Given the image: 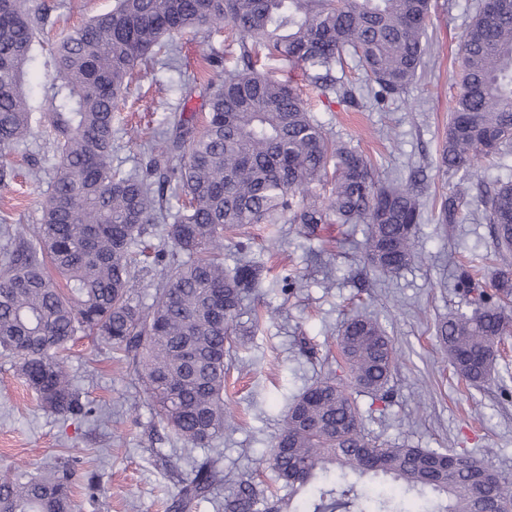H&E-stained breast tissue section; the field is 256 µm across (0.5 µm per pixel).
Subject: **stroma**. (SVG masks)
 Here are the masks:
<instances>
[{"label":"stroma","mask_w":512,"mask_h":512,"mask_svg":"<svg viewBox=\"0 0 512 512\" xmlns=\"http://www.w3.org/2000/svg\"><path fill=\"white\" fill-rule=\"evenodd\" d=\"M43 2L50 21L40 30L28 64L36 84L53 77L48 50L59 35L112 7V0ZM474 2L432 0L430 62L406 94L382 105L368 97L346 106L317 96L301 69L267 61V69L301 88L315 118L336 138L373 160L382 182L416 175L423 204L416 244L424 259L396 275H379L364 258L359 224L344 233L328 224L316 236L303 234L296 224H254L225 240V268L234 269L244 256L263 274L243 302L225 357L224 399L236 421L214 442L223 452L224 481L218 495L194 502L190 512H224L225 495L242 480L262 488L274 485L266 460L288 405L324 377L346 379L334 360V342L343 322L356 313L377 319L401 356L387 399L355 396L366 430L391 445L484 456L512 477V337L499 346L493 381L476 388L456 377L435 332L438 319L463 301L454 287L459 266L483 264L494 249L489 225L471 219L441 224L434 210L436 197L458 182L438 170L437 158L456 92L454 61ZM237 38L229 25L212 35L176 37L178 67L161 58L134 77L116 111L113 166L129 171L144 164L142 143L180 113L204 119L206 87L234 68L236 57L228 48ZM209 53L218 56V66L204 62ZM43 138V131H36L13 151L15 176L0 187V216L26 234L40 223L46 191L58 174ZM295 272L305 275L307 285L287 289V277ZM69 366L93 416L65 417L42 409L21 379L17 359L0 355V468L21 463L41 468L74 454L80 458L72 476L75 512H167L206 449L173 437L119 353L81 337L72 346ZM173 464L180 475L170 473Z\"/></svg>","instance_id":"obj_1"}]
</instances>
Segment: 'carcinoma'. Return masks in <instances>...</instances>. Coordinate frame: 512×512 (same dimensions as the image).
<instances>
[{"label": "carcinoma", "instance_id": "cac0c4a2", "mask_svg": "<svg viewBox=\"0 0 512 512\" xmlns=\"http://www.w3.org/2000/svg\"><path fill=\"white\" fill-rule=\"evenodd\" d=\"M464 29L458 91L439 168L470 182L482 162L512 157V0H477ZM430 0H114L51 49L55 77L36 97L26 65L49 19L39 0H0V158L26 144L41 122L60 171L45 196L41 224L0 256V351L40 406L86 414L73 390L66 350L94 336L123 356L151 404L181 441L204 446L233 419L224 402L226 343L245 290L259 282L248 263L224 269V232L249 224L364 225L368 263L392 275L421 259V204L415 186L384 184L374 165L333 139L300 90L257 69L279 57L304 69L323 96L357 101L333 76L347 61L380 101L404 93L425 67ZM239 33L242 69L212 91L202 122L179 115L172 132L147 146L139 169L112 167L115 109L155 48L177 34ZM330 185L329 194L313 191ZM182 207L170 214L167 190ZM480 213L495 239L489 274L461 269L465 308L436 325L454 372L479 387L491 379L498 343L512 336V181L479 188ZM464 197L441 198L437 223L468 219ZM168 224L169 252L149 243L148 226ZM163 268L154 302L133 301L136 270ZM348 381L325 379L288 406L268 463L288 488L265 512H298L294 499L319 489L312 512H512V479L465 452L391 446L365 433L350 389L388 397L399 354L380 322L348 318L336 337ZM0 470V512H74L70 465ZM223 470L208 455L174 501V512L215 493ZM266 490L241 481L224 512H255Z\"/></svg>", "mask_w": 512, "mask_h": 512}]
</instances>
